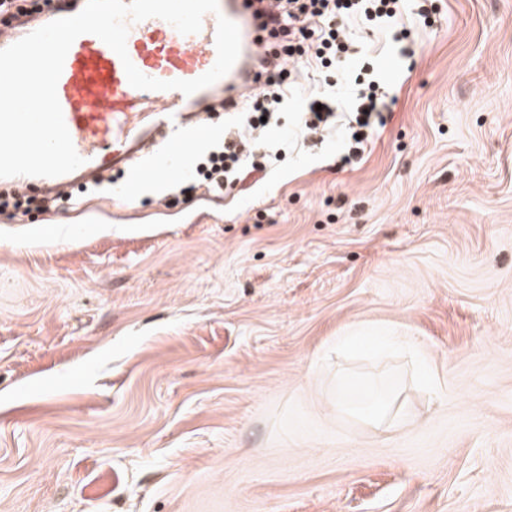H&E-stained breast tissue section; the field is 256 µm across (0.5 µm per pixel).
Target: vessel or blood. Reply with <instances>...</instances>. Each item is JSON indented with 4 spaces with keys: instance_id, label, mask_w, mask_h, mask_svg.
Here are the masks:
<instances>
[{
    "instance_id": "vessel-or-blood-1",
    "label": "vessel or blood",
    "mask_w": 512,
    "mask_h": 512,
    "mask_svg": "<svg viewBox=\"0 0 512 512\" xmlns=\"http://www.w3.org/2000/svg\"><path fill=\"white\" fill-rule=\"evenodd\" d=\"M86 0H59L54 12L21 15L0 28V49L7 48L53 19L80 12ZM219 14H206L198 33L180 34L171 24L149 18L129 23L127 52L143 74L189 80L211 69L217 58V18L235 22L241 34L240 56L230 72L213 85L184 95L177 90L144 91L130 86L119 56L92 34L72 44L57 84V96L74 148L83 159L58 177L19 176L18 186L51 192L92 181L98 174L127 169L145 143L160 142L169 120L186 130L201 127L202 115L236 111L278 63L262 35L271 28L274 0H219Z\"/></svg>"
}]
</instances>
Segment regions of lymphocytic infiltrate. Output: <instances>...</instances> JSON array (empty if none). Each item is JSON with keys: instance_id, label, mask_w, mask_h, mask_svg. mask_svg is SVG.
I'll list each match as a JSON object with an SVG mask.
<instances>
[{"instance_id": "f902f5d3", "label": "lymphocytic infiltrate", "mask_w": 512, "mask_h": 512, "mask_svg": "<svg viewBox=\"0 0 512 512\" xmlns=\"http://www.w3.org/2000/svg\"><path fill=\"white\" fill-rule=\"evenodd\" d=\"M285 40L280 46L286 53L285 69L267 77L263 88L250 96L239 138H227L211 150L196 167L201 181L209 187H233L255 172H265V164L250 160L244 151L246 134L262 123H275L289 96L303 95L300 130L314 134L338 119H346L351 137L347 151L338 161L346 167L362 160L371 138L384 127L389 109L388 87L376 77L356 75L354 90L342 97L322 92L336 66L347 63L362 52L355 30L388 31L393 43H405L411 29L408 18L423 26H433L435 10L429 0H278ZM307 82H300V75Z\"/></svg>"}]
</instances>
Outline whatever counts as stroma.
Listing matches in <instances>:
<instances>
[{"label":"stroma","instance_id":"stroma-1","mask_svg":"<svg viewBox=\"0 0 512 512\" xmlns=\"http://www.w3.org/2000/svg\"><path fill=\"white\" fill-rule=\"evenodd\" d=\"M395 98L197 190L215 113L108 196L0 218V512H512V0H436ZM362 330L354 351L337 337ZM378 336H402L400 350ZM399 382L392 419L345 411Z\"/></svg>","mask_w":512,"mask_h":512}]
</instances>
